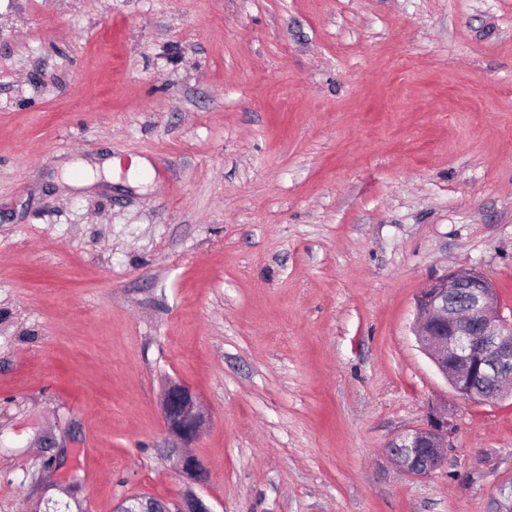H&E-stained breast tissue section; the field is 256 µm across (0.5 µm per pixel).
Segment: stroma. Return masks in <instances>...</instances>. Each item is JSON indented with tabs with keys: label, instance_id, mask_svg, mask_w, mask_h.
<instances>
[{
	"label": "stroma",
	"instance_id": "stroma-1",
	"mask_svg": "<svg viewBox=\"0 0 512 512\" xmlns=\"http://www.w3.org/2000/svg\"><path fill=\"white\" fill-rule=\"evenodd\" d=\"M462 267L512 317V0H0V512H489L512 397L412 331ZM161 400L167 433L176 444L177 470L190 479L201 480L200 461L188 450L198 439L204 424L200 401L190 387L177 382L165 387ZM396 463L407 475L425 477L448 463V418L433 416L426 427L416 428L398 436L390 446ZM399 448H414L410 460L404 459ZM115 512H214L203 497L195 493L187 494L183 500L171 509L166 503L157 499L139 496L128 497L120 501Z\"/></svg>",
	"mask_w": 512,
	"mask_h": 512
}]
</instances>
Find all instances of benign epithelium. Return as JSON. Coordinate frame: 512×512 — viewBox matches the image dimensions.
I'll use <instances>...</instances> for the list:
<instances>
[{
    "mask_svg": "<svg viewBox=\"0 0 512 512\" xmlns=\"http://www.w3.org/2000/svg\"><path fill=\"white\" fill-rule=\"evenodd\" d=\"M414 330L421 350L461 396L492 403L512 394V321L498 305L489 279L475 269L453 270L432 281L421 293ZM166 430L175 442L179 473L201 479L199 459L189 451L204 424V412L194 391L168 384L162 395ZM448 418L435 416L425 427L394 439L390 451L401 470L425 477L448 463ZM115 512H214L203 497L187 494L174 507L139 496L120 501ZM492 512H512V478L503 481Z\"/></svg>",
    "mask_w": 512,
    "mask_h": 512,
    "instance_id": "obj_1",
    "label": "benign epithelium"
}]
</instances>
